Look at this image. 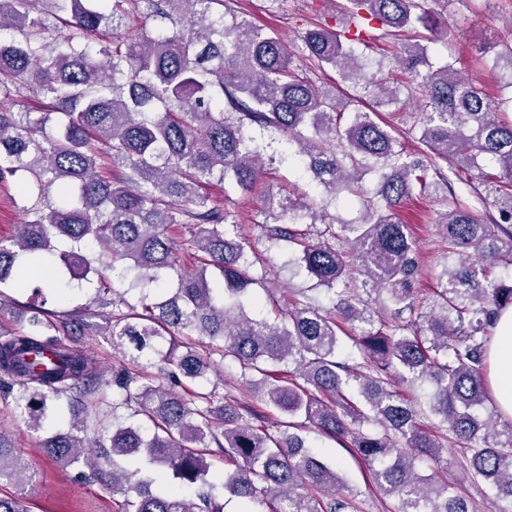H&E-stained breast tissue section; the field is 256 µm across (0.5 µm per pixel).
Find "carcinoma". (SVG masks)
<instances>
[{
  "label": "carcinoma",
  "mask_w": 512,
  "mask_h": 512,
  "mask_svg": "<svg viewBox=\"0 0 512 512\" xmlns=\"http://www.w3.org/2000/svg\"><path fill=\"white\" fill-rule=\"evenodd\" d=\"M338 14L378 25L400 40L392 82L383 61L357 54L371 33L318 23L300 37L313 68H331L369 98L350 103L293 65L270 28L231 15L224 0H0V181H16L24 220L0 239V311L7 290L24 286L47 264L55 242L69 250L52 267L60 280L100 281L96 306L112 345L130 343L132 367L106 378L79 348L52 334L94 332L79 309L37 312L29 328L0 331V394L41 431L58 464L84 462L100 488L119 495V512H224L210 480L220 459L224 492L265 512H352L358 491L317 457L301 431L312 428L364 465L397 512H471L448 483L444 454L463 444L459 465L498 512H512V419L476 415L491 399L485 376L494 317L512 307V284L491 269L512 266V184L492 181L491 157L512 176V27L488 62L499 92L491 99L449 61L433 68L428 48L405 34L438 25L426 0H346ZM152 17L171 27L154 32ZM125 26L120 40L114 32ZM42 100L40 112L15 110L19 95ZM418 105L414 127L429 157L405 155L399 137L375 115ZM275 133L315 182L320 200L266 192L262 222L268 248L299 252L296 265L331 295L325 308L302 301L269 317L251 314L265 279L251 268L253 248L235 212L207 191L218 181L244 194L257 182ZM448 161L456 177L493 212L463 207L448 176L428 158ZM378 175L359 220L329 212L361 197L364 176ZM442 184L436 224L455 257L422 297L414 288L416 246L401 206ZM62 201L54 204L51 194ZM196 265L183 272L182 260ZM132 261L127 291L104 270ZM363 276L362 289L338 287ZM377 300H372V294ZM360 361L338 358L340 337ZM237 365L254 405L220 392L211 374ZM427 383L418 397L409 389ZM93 400L101 427L88 438L75 412ZM181 387L184 393L176 388ZM288 418L273 430L268 414ZM163 464L195 493L154 489L115 456ZM32 474L0 431V483Z\"/></svg>",
  "instance_id": "cac0c4a2"
}]
</instances>
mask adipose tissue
I'll return each instance as SVG.
<instances>
[{
    "label": "adipose tissue",
    "instance_id": "adipose-tissue-1",
    "mask_svg": "<svg viewBox=\"0 0 512 512\" xmlns=\"http://www.w3.org/2000/svg\"><path fill=\"white\" fill-rule=\"evenodd\" d=\"M487 364L495 406L503 417L512 419V307L498 316Z\"/></svg>",
    "mask_w": 512,
    "mask_h": 512
}]
</instances>
